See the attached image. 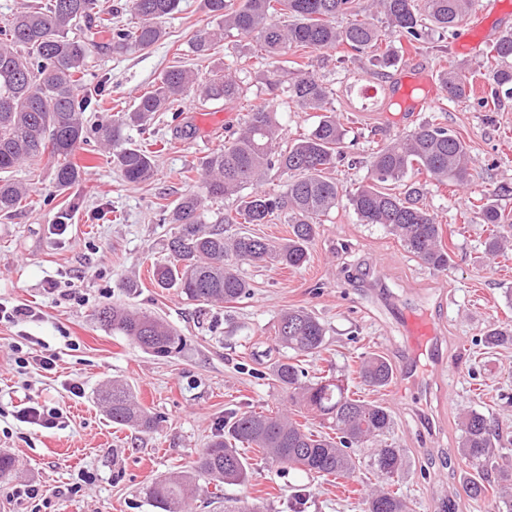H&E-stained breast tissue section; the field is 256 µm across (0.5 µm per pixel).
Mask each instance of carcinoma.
Masks as SVG:
<instances>
[{"instance_id":"cac0c4a2","label":"carcinoma","mask_w":512,"mask_h":512,"mask_svg":"<svg viewBox=\"0 0 512 512\" xmlns=\"http://www.w3.org/2000/svg\"><path fill=\"white\" fill-rule=\"evenodd\" d=\"M180 2L130 0L136 19L131 27L112 26V6L101 0H45L36 8H22L0 24V216H11L30 196V187L7 177L23 164L47 160L54 188L69 189L81 177V168L74 162L76 151L87 144L92 132L127 182H146L154 176V152L133 142L127 130H145L155 113L178 112L187 98L225 104L246 98L241 78L229 66L205 82L198 81L189 68L172 66L121 116L88 124L86 114L99 106L101 95V87L91 90L84 84L91 48L117 53L150 49L163 37L161 21L178 12ZM473 4L474 0H373L391 34L411 46L424 40L429 24L444 31L457 27ZM203 6L216 25L191 41L196 56H208L228 32L253 36L268 66L270 94L280 92L301 109L321 116L308 134L283 144L272 99L250 100L244 124L223 147L203 159L200 190L186 191L165 210L164 221L174 225V232L167 243L170 260L152 268L155 284L175 288L205 305L237 303L249 295L237 264L270 260L288 268L302 267L309 260V247L322 218L344 199L364 223L383 227L423 265L436 272L448 271L452 256L443 241L442 226L420 205V183H412L404 194L393 192L391 186L410 173L425 174L442 184H467V144L440 116L433 115L372 153L368 182L345 187L330 171L344 161L353 165L355 160L348 158L347 130L335 111L327 109L330 90L313 72L288 66V52L294 48L325 52L338 45L366 55L379 72L394 66L396 52L382 48L381 30L371 19L359 17V0H242L238 6L234 0H203ZM338 15L350 16L343 28L334 23ZM103 33L107 40L97 41ZM490 58L486 76L491 92L481 104L496 109L502 99H512L511 31L498 38ZM441 83L450 100L470 96L471 85L454 70L445 72ZM273 174L287 177L277 194L261 190ZM233 196L238 200L236 216L209 221L206 201ZM473 208L488 231L487 257L505 254L512 243V217L490 198ZM283 214L288 216L290 232L282 243L247 232L226 233L229 224H271ZM96 319L155 357H170L184 345L166 321L151 313L112 305L101 307ZM275 341L283 356L271 370L272 380L288 403L319 416L322 430H313L288 413L231 411L224 418V435L216 437L188 469L155 478L146 486L151 505L158 512H185L199 492L202 477L217 488L248 481L251 463L243 453L248 448L256 449L267 462L286 464L313 479L348 478L357 469L352 449L368 443L374 448L370 467L376 483L363 497V512H407L395 490L405 455L389 441L390 410L354 396L338 376L309 379L297 360L325 349V325L308 309L291 308L277 321ZM481 342L491 349L512 346V325L486 326ZM356 373L373 389L393 380L391 365L377 354L364 357ZM100 399L114 424L142 431L157 426V417L122 382H112L101 391ZM461 423L459 453L477 471L466 491L478 499L487 491L485 472L493 464L502 433L474 409L462 413ZM493 483L502 501L512 500V469L496 471Z\"/></svg>"}]
</instances>
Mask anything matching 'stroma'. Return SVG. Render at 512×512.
<instances>
[{
    "label": "stroma",
    "instance_id": "35a3bbf8",
    "mask_svg": "<svg viewBox=\"0 0 512 512\" xmlns=\"http://www.w3.org/2000/svg\"><path fill=\"white\" fill-rule=\"evenodd\" d=\"M486 2L475 0L472 12L484 17L488 40L469 55L456 50L469 37L464 23L428 32L419 47L404 46L396 65L381 75L366 56L341 46L288 54L329 87V106L354 141L357 165L331 172L348 187L365 179L372 152L431 116L428 108L408 111L404 76L437 85L453 67L472 79V97L442 102L449 129L469 147L470 181L460 187L428 183L421 199L453 252L446 272L422 265L343 202L322 222L306 266L239 265L249 298L211 307L158 287L150 269L165 258L172 230L162 221V208L193 189L186 171L223 146L225 125L243 123L238 103L189 100L182 111L158 113L150 130L135 136L157 154L156 175L144 184L127 183L93 143L77 151L83 174L69 190H54L46 163L13 171V179L31 183L33 192L12 217L0 218V304L31 315L0 322V450L18 461L15 475L0 480V512H155L142 493L147 481L187 469L218 435L226 412L285 407V396L265 372L282 356L274 343L277 319L294 307L312 311L328 329L326 350L302 360L310 375H348L352 391L391 410L392 438L406 459L398 488L410 512H497V500L455 491L469 468L457 454L461 412L478 410L512 433V349H488L479 341L488 323L512 324V300L505 294L512 289V253L496 270L486 268V227L470 214L473 199L482 195L512 213V101L493 112L478 104L490 90L482 75L485 55L490 43L512 30V14L494 13ZM212 23L201 0H181L151 49L93 52L87 82L104 88L102 114L127 110L172 65L194 68L204 79L231 66L251 92L265 91L267 65L253 40L233 34L207 57L191 53L193 37ZM178 125L192 126L193 135L173 139ZM60 222L68 226L62 235L55 229ZM115 303L165 318L184 336L182 352L157 358L102 327L96 311ZM402 308L429 317L439 353L458 367L451 375L421 368L430 381L421 397L401 398L394 387L376 390L351 375L369 353L402 365L409 343ZM18 346L54 356L55 368H19ZM115 380L158 416L157 428L141 432L112 423L98 393ZM73 382L82 385L81 396L69 392ZM30 401L56 409L58 426L18 422L16 411ZM354 454L359 468L337 484L283 472L249 451L254 471L248 482L219 490L202 483L190 510L224 512L225 499L240 498L262 512H362L360 493L375 477L366 465L369 449ZM87 473L93 483H83ZM27 484L39 485L43 496L27 497ZM301 488L309 495L300 508L294 493Z\"/></svg>",
    "mask_w": 512,
    "mask_h": 512
}]
</instances>
